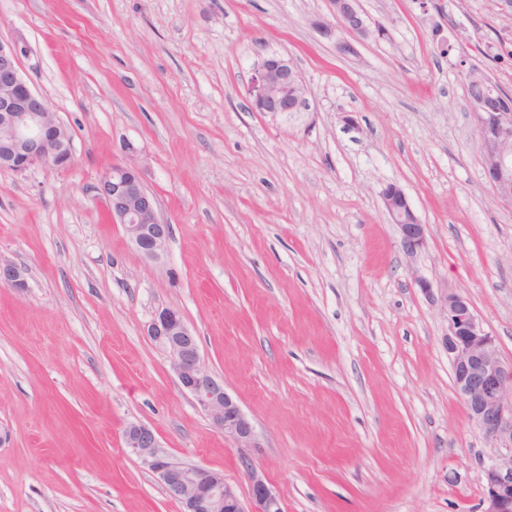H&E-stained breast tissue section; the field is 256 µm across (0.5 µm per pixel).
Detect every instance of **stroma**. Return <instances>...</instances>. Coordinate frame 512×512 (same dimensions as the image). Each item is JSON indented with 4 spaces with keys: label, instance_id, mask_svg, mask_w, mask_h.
Listing matches in <instances>:
<instances>
[{
    "label": "stroma",
    "instance_id": "stroma-1",
    "mask_svg": "<svg viewBox=\"0 0 512 512\" xmlns=\"http://www.w3.org/2000/svg\"><path fill=\"white\" fill-rule=\"evenodd\" d=\"M382 34L342 55L329 0H0V41L72 138L73 164L0 171V512H181L122 433L219 470L237 448L146 335L179 310L253 422L285 512H482L491 449L452 379L438 304L468 297L512 361V204L486 181L465 75L512 94L506 0H359ZM310 109L252 111L260 57ZM138 164L171 226L142 259L98 193ZM427 244L407 258L380 198ZM426 279L431 292L415 283ZM381 199L397 229L403 253L407 258H414L426 246L427 225L418 219L405 192L398 185H387L381 192ZM0 284L23 291L27 286L26 270L14 263L0 261Z\"/></svg>",
    "mask_w": 512,
    "mask_h": 512
}]
</instances>
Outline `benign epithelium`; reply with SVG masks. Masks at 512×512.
Here are the masks:
<instances>
[{"label": "benign epithelium", "instance_id": "obj_1", "mask_svg": "<svg viewBox=\"0 0 512 512\" xmlns=\"http://www.w3.org/2000/svg\"><path fill=\"white\" fill-rule=\"evenodd\" d=\"M331 8L336 28L322 21L317 26L325 37L336 35L338 52H351L350 39L372 35L358 0H331ZM465 81L476 129L492 130L479 146L484 176L498 199L512 202V114L491 107L490 97L501 91L489 85L483 74L471 69ZM248 92L254 112L292 116L309 110L300 74L290 60L275 54L258 62ZM51 154L62 167L71 163L68 131L22 76L15 48L0 41V170L23 173L45 164ZM98 191L137 253L146 261H161L167 252L170 225L161 218L158 200L145 188L136 163L127 159L106 168ZM381 199L403 253L414 258L426 246L427 225L418 219L398 185H387ZM0 284L24 290L26 270L0 261ZM440 308L447 322L445 348L456 392L492 449L483 470L484 512H512V362L501 358L494 337L485 331L467 298L448 294L442 297ZM146 333L167 354L181 388L224 439L240 449L237 468L249 482L250 505L224 480V473L173 461L157 433L141 422L125 427V447L157 476L183 512H284L274 485L249 452L259 447L251 419L205 365L197 336L182 314L171 307L157 309Z\"/></svg>", "mask_w": 512, "mask_h": 512}]
</instances>
